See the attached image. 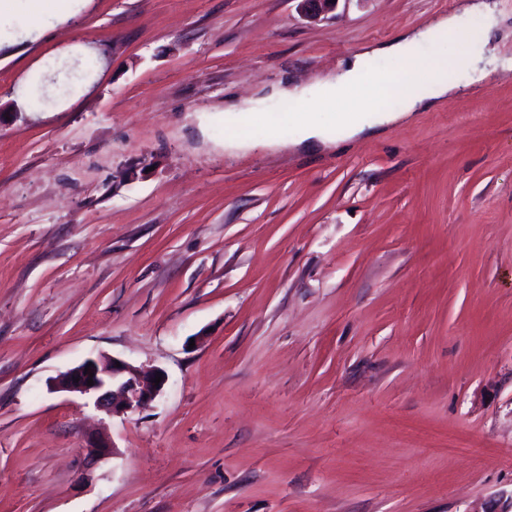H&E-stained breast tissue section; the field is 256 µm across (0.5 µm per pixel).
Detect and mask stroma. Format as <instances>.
<instances>
[{
  "label": "stroma",
  "instance_id": "35a3bbf8",
  "mask_svg": "<svg viewBox=\"0 0 512 512\" xmlns=\"http://www.w3.org/2000/svg\"><path fill=\"white\" fill-rule=\"evenodd\" d=\"M459 0H89L0 24V512H512V0L459 91L298 143L311 86ZM256 101L241 122L225 110ZM249 145L227 148L232 137ZM165 371L110 417L52 390ZM102 435L112 454L88 456ZM116 362L120 367H116ZM91 364L88 374L84 369ZM161 372L162 380L155 385L156 373ZM93 377L89 378V374ZM79 378L78 382L74 379ZM92 379L93 385L87 386ZM167 378L162 370L143 374L129 363L113 358L108 360L87 359L67 371L54 385L55 389L93 401L99 411L108 416L125 415L148 407L162 392Z\"/></svg>",
  "mask_w": 512,
  "mask_h": 512
}]
</instances>
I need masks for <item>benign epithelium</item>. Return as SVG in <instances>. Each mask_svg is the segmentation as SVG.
Instances as JSON below:
<instances>
[{"instance_id": "7a95c632", "label": "benign epithelium", "mask_w": 512, "mask_h": 512, "mask_svg": "<svg viewBox=\"0 0 512 512\" xmlns=\"http://www.w3.org/2000/svg\"><path fill=\"white\" fill-rule=\"evenodd\" d=\"M299 9L308 18H317L332 11V0H298ZM90 368V374L84 369ZM156 373L143 374L134 366L116 358L87 359L67 371L54 388L93 401L99 411L108 416L125 415L148 407L162 392L167 378L154 383ZM93 385H87V380Z\"/></svg>"}]
</instances>
